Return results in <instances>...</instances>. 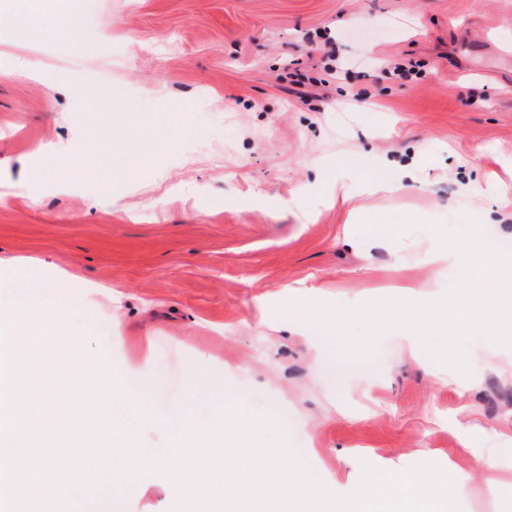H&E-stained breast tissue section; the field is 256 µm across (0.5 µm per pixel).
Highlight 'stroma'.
Returning a JSON list of instances; mask_svg holds the SVG:
<instances>
[{
	"instance_id": "35a3bbf8",
	"label": "stroma",
	"mask_w": 512,
	"mask_h": 512,
	"mask_svg": "<svg viewBox=\"0 0 512 512\" xmlns=\"http://www.w3.org/2000/svg\"><path fill=\"white\" fill-rule=\"evenodd\" d=\"M80 2V46L0 44V192L18 191L0 206V283L101 285L68 311L76 364L151 353L148 395L128 396L149 405L148 447H167L172 412L210 423L275 401L338 493L363 464L434 454L461 512H512V341L452 312L421 337L423 370L406 337L345 317L406 277L426 298L479 296L488 269L427 255L475 231L512 243V0ZM80 87L119 110L84 112ZM407 162L409 191L368 192ZM314 303L341 316L336 335H308ZM196 374L229 396L202 400ZM490 452L494 474L476 463ZM96 506L177 512L169 465Z\"/></svg>"
}]
</instances>
